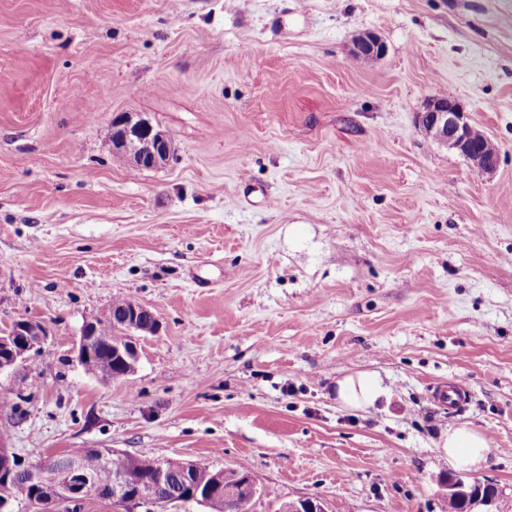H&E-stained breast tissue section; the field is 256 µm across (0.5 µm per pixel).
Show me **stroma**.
Returning a JSON list of instances; mask_svg holds the SVG:
<instances>
[{"label":"stroma","instance_id":"35a3bbf8","mask_svg":"<svg viewBox=\"0 0 512 512\" xmlns=\"http://www.w3.org/2000/svg\"><path fill=\"white\" fill-rule=\"evenodd\" d=\"M372 32L385 54L351 55ZM460 100L490 174L422 134ZM171 138L133 170L112 118ZM158 318L132 376L73 353L113 299ZM0 440L250 472L254 512H448L437 444L491 448L465 481L512 512V0H0ZM378 374L364 410L336 381ZM468 405L434 394L455 384ZM46 338L44 327L26 319L15 321L0 334V374L26 361L32 351L41 348ZM438 448H441V452L452 467L469 471L479 470L486 462L491 449L482 433L467 426L448 431Z\"/></svg>","mask_w":512,"mask_h":512}]
</instances>
